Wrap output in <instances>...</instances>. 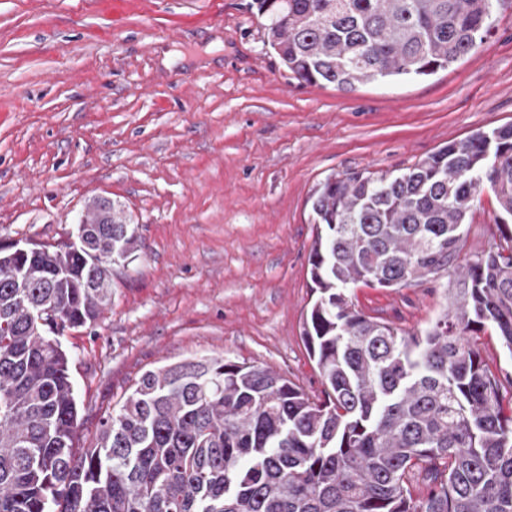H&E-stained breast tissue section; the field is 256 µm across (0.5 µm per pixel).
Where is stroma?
I'll use <instances>...</instances> for the list:
<instances>
[{
  "label": "stroma",
  "instance_id": "35a3bbf8",
  "mask_svg": "<svg viewBox=\"0 0 512 512\" xmlns=\"http://www.w3.org/2000/svg\"><path fill=\"white\" fill-rule=\"evenodd\" d=\"M252 2L0 0V242L76 240L94 198L138 226L110 307L61 338L77 447L145 371L201 357L269 366L321 397L302 340L315 189L512 124V0L462 62L348 93L296 80ZM497 211L481 187L463 257L488 249ZM449 286L361 285L355 302L422 331Z\"/></svg>",
  "mask_w": 512,
  "mask_h": 512
}]
</instances>
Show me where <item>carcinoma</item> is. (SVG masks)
<instances>
[{"label": "carcinoma", "instance_id": "1", "mask_svg": "<svg viewBox=\"0 0 512 512\" xmlns=\"http://www.w3.org/2000/svg\"><path fill=\"white\" fill-rule=\"evenodd\" d=\"M497 2L254 0L288 71L346 92L465 58ZM484 184L499 206L491 243L462 259ZM312 210L318 297L303 339L325 399L270 367L185 361L144 372L80 450L59 337L112 303L137 226L95 198L76 248L1 247L0 512H512V400L474 342L490 324L512 357V125L397 175L329 178ZM442 272L455 278L449 306L420 334L356 309L359 284L407 288Z\"/></svg>", "mask_w": 512, "mask_h": 512}]
</instances>
